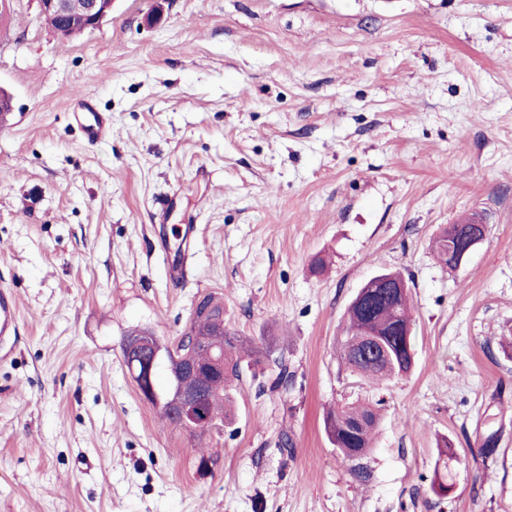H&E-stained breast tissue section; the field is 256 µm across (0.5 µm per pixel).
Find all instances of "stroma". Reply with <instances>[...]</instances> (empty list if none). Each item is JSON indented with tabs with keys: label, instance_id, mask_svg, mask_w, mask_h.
I'll use <instances>...</instances> for the list:
<instances>
[{
	"label": "stroma",
	"instance_id": "1",
	"mask_svg": "<svg viewBox=\"0 0 512 512\" xmlns=\"http://www.w3.org/2000/svg\"><path fill=\"white\" fill-rule=\"evenodd\" d=\"M154 6L67 41L36 0L0 22V512H512V0ZM474 211L487 236L449 270L430 243ZM382 270L409 281L416 358L372 386L336 338ZM207 293L268 356L241 361L231 424L192 435L120 344L175 342ZM357 399L381 404L361 478L323 427ZM82 111L75 114L78 123L82 125L85 139L88 143L98 142L101 133L107 126L106 120L98 112H93L90 97L81 99ZM18 325V307L14 295L0 290V340L15 334ZM136 332L153 336L150 329L143 328L131 331L125 336L126 338L124 337L122 347L128 355L126 367L141 398L152 405L161 399L160 390L155 383V374L161 362L156 359L158 351L151 341H147L136 334L129 336ZM453 457L454 453L452 452L451 445L448 443V440H444L439 448L438 460L436 461L431 479V490L439 496L447 497L452 492L453 483L448 481V459L452 460Z\"/></svg>",
	"mask_w": 512,
	"mask_h": 512
}]
</instances>
